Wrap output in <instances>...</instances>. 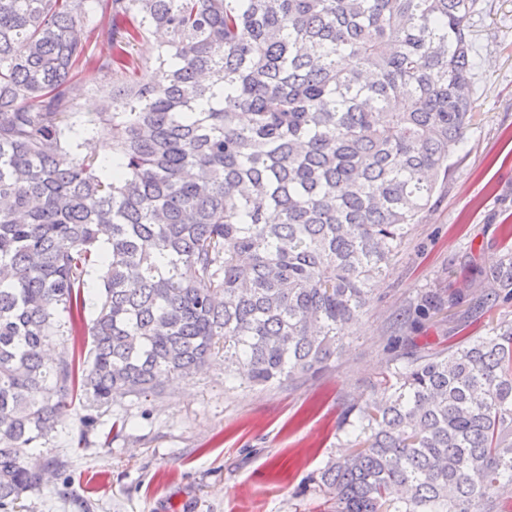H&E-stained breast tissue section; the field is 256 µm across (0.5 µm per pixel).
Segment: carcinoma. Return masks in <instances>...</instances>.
<instances>
[{"mask_svg":"<svg viewBox=\"0 0 512 512\" xmlns=\"http://www.w3.org/2000/svg\"><path fill=\"white\" fill-rule=\"evenodd\" d=\"M476 2L0 0V512L44 484L29 450L78 392L82 440L106 446L93 410L214 355L264 386L345 350L474 120ZM83 71L117 85L85 117ZM88 130L112 175L79 152ZM474 294L512 303V247L448 303ZM442 304L416 298L395 330ZM66 330L86 355L49 358ZM339 431L352 452L299 490L328 512H512V322L393 356Z\"/></svg>","mask_w":512,"mask_h":512,"instance_id":"cac0c4a2","label":"carcinoma"}]
</instances>
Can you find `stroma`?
Segmentation results:
<instances>
[{
    "instance_id": "stroma-1",
    "label": "stroma",
    "mask_w": 512,
    "mask_h": 512,
    "mask_svg": "<svg viewBox=\"0 0 512 512\" xmlns=\"http://www.w3.org/2000/svg\"><path fill=\"white\" fill-rule=\"evenodd\" d=\"M475 63L466 90L476 115L437 201L376 285L345 338L346 350L317 375L293 383L224 388L214 357L185 379L101 408L109 446H82L80 397L34 456L49 469L19 512H324L302 480L341 455L348 406L385 374L391 318L424 293L448 296L473 266L490 267L512 246V0H479L469 21ZM76 111L112 97L111 79L83 72ZM512 321V303L474 317L444 307L412 331L409 347L435 353L457 336H483Z\"/></svg>"
}]
</instances>
